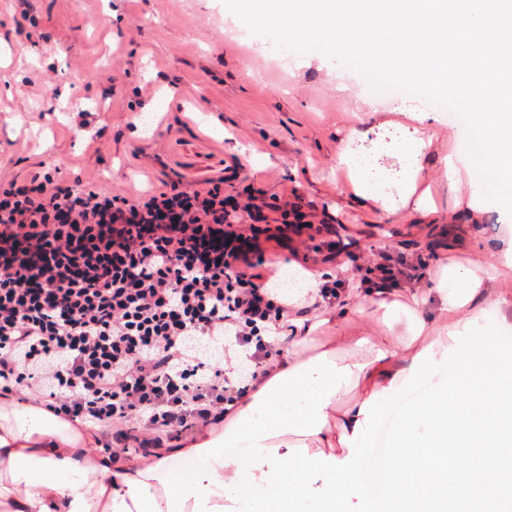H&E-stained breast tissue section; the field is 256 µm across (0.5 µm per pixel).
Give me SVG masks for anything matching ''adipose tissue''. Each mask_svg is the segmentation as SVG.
<instances>
[{
    "mask_svg": "<svg viewBox=\"0 0 512 512\" xmlns=\"http://www.w3.org/2000/svg\"><path fill=\"white\" fill-rule=\"evenodd\" d=\"M241 18L267 22L274 33L290 29L324 53L383 64L390 76L463 105L486 135L468 181L453 154H437L431 132H413L395 146V191L352 147L367 130L339 144L336 166L369 210L430 214V165L439 163L463 217L472 218L476 205L502 213L494 243L501 268L481 275L472 264L448 265L426 288L351 290L335 305H320L312 322L297 320L300 334L287 352L262 365L258 389L234 418L136 464L90 453L95 435L43 409L2 402L0 512H313L305 500L312 475L323 480V512L350 498L367 512H387L364 467L370 430L401 391L446 368L455 342L469 336L484 337L486 351L500 354L497 367L461 363L454 380L405 409L389 492L400 512H411L435 475L459 473L455 497L466 502L497 487L501 467L512 465V454H503L512 451V351L499 344L512 332V293L500 286L512 268V0H241ZM367 305L388 331L403 327L401 348L345 335V321ZM489 310L499 331L481 324ZM482 448L497 465L480 467ZM176 455L206 466L178 480L169 467Z\"/></svg>",
    "mask_w": 512,
    "mask_h": 512,
    "instance_id": "adipose-tissue-1",
    "label": "adipose tissue"
}]
</instances>
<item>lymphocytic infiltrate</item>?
Wrapping results in <instances>:
<instances>
[{"mask_svg": "<svg viewBox=\"0 0 512 512\" xmlns=\"http://www.w3.org/2000/svg\"><path fill=\"white\" fill-rule=\"evenodd\" d=\"M225 176L128 198L39 168L0 184V399L138 435L182 438L251 391L243 353L268 354L289 308L264 244L306 237L297 203L227 191Z\"/></svg>", "mask_w": 512, "mask_h": 512, "instance_id": "f902f5d3", "label": "lymphocytic infiltrate"}]
</instances>
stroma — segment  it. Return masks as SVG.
I'll return each instance as SVG.
<instances>
[{
    "label": "stroma",
    "mask_w": 512,
    "mask_h": 512,
    "mask_svg": "<svg viewBox=\"0 0 512 512\" xmlns=\"http://www.w3.org/2000/svg\"><path fill=\"white\" fill-rule=\"evenodd\" d=\"M238 18L235 0H0V182L42 164L66 182L133 196L222 173L271 204L294 195L314 223L335 226L334 261L306 263L284 247L266 257L279 272L337 274L354 257L385 253L423 256L432 279L441 262L476 251L482 271L495 268L499 213L482 214L471 249L456 247L440 170L429 223L406 211L381 218L351 200L337 145L353 128L407 119L364 70L318 67L293 39L282 62L263 25L242 41Z\"/></svg>",
    "instance_id": "stroma-1"
}]
</instances>
